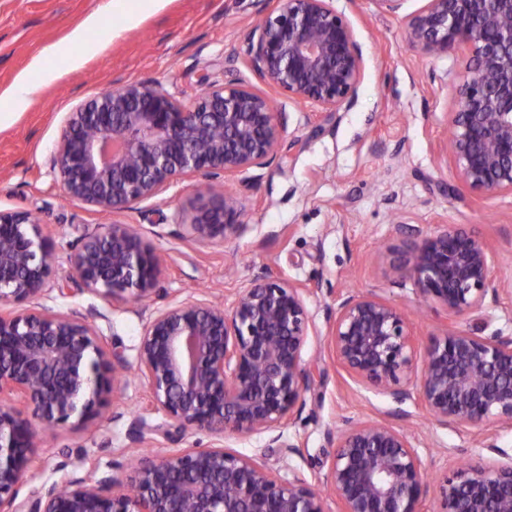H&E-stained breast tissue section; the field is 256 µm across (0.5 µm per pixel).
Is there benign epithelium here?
<instances>
[{
    "label": "benign epithelium",
    "instance_id": "obj_1",
    "mask_svg": "<svg viewBox=\"0 0 512 512\" xmlns=\"http://www.w3.org/2000/svg\"><path fill=\"white\" fill-rule=\"evenodd\" d=\"M408 45L439 56L463 52L444 144L456 180L482 198L512 194V0H424L402 16ZM246 61L263 85L327 112L358 97L364 58L354 28L332 0H275L250 31ZM283 125L275 100L242 81L213 84L189 101L127 82L67 113L50 159L62 195L120 213L173 183L203 174L231 179L272 164ZM179 236L209 246L245 228L241 209L208 187L185 209ZM393 251L390 268L409 275L425 301L450 321L480 306L494 284L492 252L480 235L438 224ZM57 256L33 215L0 210V512H326L323 492L284 478L259 458L223 446L233 435L266 433L290 454L282 429L301 411L309 372L307 288L260 273L237 289L232 307L208 298L172 301L149 313L135 362L107 339L103 315L60 313L44 305L94 292L108 301L150 299L165 266L139 231L118 221L84 230L69 256L71 273L52 279ZM329 345L359 386L411 398L405 382L416 359L408 316L375 293L340 295ZM136 370L152 409L176 441L212 438L203 448H153L160 428L136 415L126 463L99 477H64L32 488L31 466L48 430L109 417L111 399ZM417 398L445 429L512 426V336H481L455 325L430 337ZM483 466H466L440 485L439 512H512V456L492 442ZM327 486L338 512H427L430 478L408 435L384 419L348 423L336 434Z\"/></svg>",
    "mask_w": 512,
    "mask_h": 512
}]
</instances>
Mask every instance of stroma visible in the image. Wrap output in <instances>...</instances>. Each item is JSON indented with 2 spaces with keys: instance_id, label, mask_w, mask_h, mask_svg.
<instances>
[{
  "instance_id": "1",
  "label": "stroma",
  "mask_w": 512,
  "mask_h": 512,
  "mask_svg": "<svg viewBox=\"0 0 512 512\" xmlns=\"http://www.w3.org/2000/svg\"><path fill=\"white\" fill-rule=\"evenodd\" d=\"M104 3L0 0V95L43 67L55 74L24 112L0 125V209L35 213L62 259L84 229L115 220L134 225L165 263L158 307L204 294L231 304L237 288L261 271L306 285L312 329L304 359L311 381L301 414L283 430L301 455L269 447L264 434L226 441L280 475L323 486L337 429L378 416L411 434L424 468L436 478L452 475L461 462L484 464L481 435L431 424L417 400L399 405L352 383L327 346L336 300L347 292L371 291L392 302L409 314L423 343L445 324L444 312L423 302L412 279L389 270L392 250L403 246L400 224L429 232L444 222L486 237L495 290L460 324L484 336H512V194L478 199L456 187L451 168L436 154L453 108L459 75L454 57L409 48L401 15L381 10L376 0H335L365 60L356 102L345 111L324 112L276 93L284 126L277 160L226 183L242 206L245 229L204 247L182 241L178 232L183 206L207 177L174 184L145 202L143 211L112 215L64 198L54 185L50 157L67 113L101 91L142 81L186 98L202 93L204 77L215 84L254 82L244 57L246 39L274 2L166 0L132 27L105 11ZM90 17L97 23L86 27L89 47L71 58L68 37ZM47 303L65 313L105 314L127 356H135L145 325L138 304L112 305L90 292H54ZM148 406L145 387L133 377L111 407L112 421L45 433L33 464L36 483L92 468L111 474L129 445L134 414Z\"/></svg>"
}]
</instances>
